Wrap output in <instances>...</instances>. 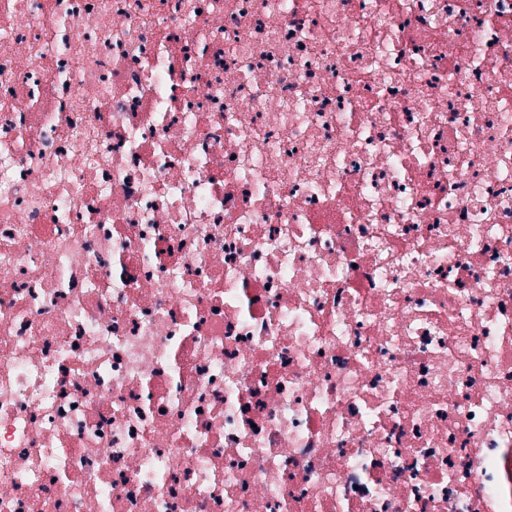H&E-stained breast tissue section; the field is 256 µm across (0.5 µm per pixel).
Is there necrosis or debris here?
Here are the masks:
<instances>
[{
    "instance_id": "1",
    "label": "necrosis or debris",
    "mask_w": 512,
    "mask_h": 512,
    "mask_svg": "<svg viewBox=\"0 0 512 512\" xmlns=\"http://www.w3.org/2000/svg\"><path fill=\"white\" fill-rule=\"evenodd\" d=\"M0 512H512V0H0Z\"/></svg>"
}]
</instances>
